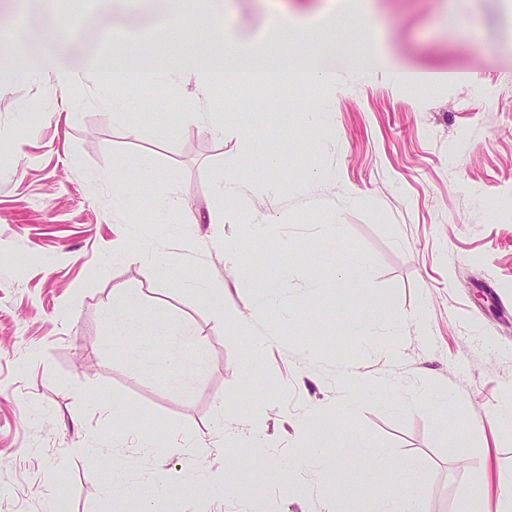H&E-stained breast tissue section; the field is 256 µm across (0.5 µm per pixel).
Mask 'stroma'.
I'll list each match as a JSON object with an SVG mask.
<instances>
[{
	"instance_id": "stroma-1",
	"label": "stroma",
	"mask_w": 512,
	"mask_h": 512,
	"mask_svg": "<svg viewBox=\"0 0 512 512\" xmlns=\"http://www.w3.org/2000/svg\"><path fill=\"white\" fill-rule=\"evenodd\" d=\"M47 4L0 0V24L38 39L35 55L15 53L0 71V512H44L50 498L63 512H126V501L103 494L107 463L123 469L127 493L161 484L162 512H252L254 486L269 512H354V492L337 498L320 464L281 470L225 446L259 405L268 448L304 457L314 420L335 415L348 369L371 387L324 458L343 448L344 466H362L351 437L364 435L392 463L423 462L425 512H455L476 484L485 512H498L512 492V422L501 417L512 402V0H357L332 14L340 32L373 12L375 35H310L336 83L291 86L287 129L269 110L278 89L222 101L191 75L165 109L150 92L113 112L105 63L118 47L159 50L173 21L168 0H69L53 18ZM181 23L205 25L193 40L207 57L223 52L224 26L254 36L268 15L262 0H232L227 13ZM448 70L454 79L434 85L399 78ZM183 96L199 99L212 130L183 116ZM323 101L316 128L307 114ZM248 129L283 164L263 178L272 191L248 177L224 209L215 185ZM140 155L176 170L171 191L195 212L223 210L225 234L256 222L269 225L268 239L246 244L231 266L210 225L175 214L153 223L146 193L117 213L112 172ZM336 234L365 257L369 280L340 284L324 269L311 291L312 247ZM131 246L162 248L164 269L124 259ZM270 260L284 268L281 308L257 315L250 303ZM200 270L233 300L236 320L217 326L188 288ZM122 289L137 317L193 326L207 367L189 397L107 349ZM357 316L402 327L364 344L350 334ZM253 334L268 340L258 358ZM429 390L448 393L449 406L433 408ZM116 403L134 423H115ZM157 426L188 446L151 447ZM228 467L240 474L233 490L215 483Z\"/></svg>"
}]
</instances>
